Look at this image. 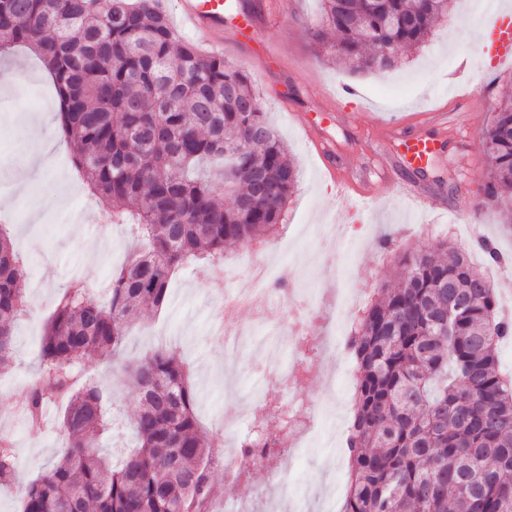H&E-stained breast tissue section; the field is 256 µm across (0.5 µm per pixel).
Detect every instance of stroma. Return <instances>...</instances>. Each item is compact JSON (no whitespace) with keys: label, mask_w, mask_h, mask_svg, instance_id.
I'll return each instance as SVG.
<instances>
[{"label":"stroma","mask_w":512,"mask_h":512,"mask_svg":"<svg viewBox=\"0 0 512 512\" xmlns=\"http://www.w3.org/2000/svg\"><path fill=\"white\" fill-rule=\"evenodd\" d=\"M238 11L254 27L252 38L243 37L232 20L209 35L190 33V40L219 42L225 61L245 72L260 94L267 119L287 144L298 171L297 186L278 225L274 241L288 240L284 263L293 267L296 280L328 291L336 286L332 263L342 260L322 255L319 227L337 221L350 237L370 228L347 287L360 291L369 302L407 251L436 248L450 241L473 252L474 244L454 230V213L468 206L478 217L484 238L512 262V224L491 203L484 191L483 139L492 116L482 103L488 95L512 90V66L491 67L482 41L476 37L484 21L462 14L461 0H453L448 15L418 50L393 70L380 75L355 76L318 53L306 29L320 14L319 0H236ZM0 79L9 85L0 91V198H9L11 221L6 229L22 257L20 274L28 285L30 313L14 330V360L0 370V433L8 434L18 449L17 487L37 478L54 461L56 451L68 440L55 424V409H48L39 435L30 430L15 410V395L33 378L39 362L43 326L50 316L57 291L70 277L93 278L94 291L104 289L113 266L121 263L134 242L123 224L105 228L100 209L87 187L75 176L74 147L58 132L55 90L40 61L29 52L0 57ZM356 97H348L347 88ZM473 94L474 105L462 108L460 96ZM49 115L45 130L52 142L51 166L31 167L21 151L18 114ZM318 128L306 140L304 123ZM404 123L420 138H442L441 147L423 168L409 167L391 140L390 128ZM346 178L337 184L330 169ZM58 181L68 203L55 211H36L33 186ZM405 181L419 183L437 199L439 209L429 210L402 190ZM380 183V194L371 202L355 199L353 189ZM224 275L204 273L201 266L185 265L176 275L167 304L159 310L144 309L124 342L126 355L150 348H174L192 364L195 380L204 393L199 420L215 448L226 449L223 417H239L252 405L250 367L264 360L263 350L248 346L236 370L224 363L223 342L209 333V320ZM329 364L310 358L293 384L299 406L324 402L336 412L327 429L340 431L355 407V386L330 382ZM117 399L108 404L112 422L103 439L105 454L120 460L132 446V420L137 394L127 384L115 385ZM285 447L273 466L257 465L248 476L231 479L224 470L214 478L229 500L259 512L274 476L291 478L303 505L315 512L325 493H333V512H340L347 488V457L319 444L301 448L296 427H283L278 410L267 418Z\"/></svg>","instance_id":"obj_1"}]
</instances>
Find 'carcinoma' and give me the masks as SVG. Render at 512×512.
Masks as SVG:
<instances>
[{"label":"carcinoma","mask_w":512,"mask_h":512,"mask_svg":"<svg viewBox=\"0 0 512 512\" xmlns=\"http://www.w3.org/2000/svg\"><path fill=\"white\" fill-rule=\"evenodd\" d=\"M452 0H321L311 43L351 72L385 70L416 49ZM33 51L50 73L73 166L138 248L112 272L104 299L74 277L46 322L20 410L38 429L64 405L68 444L24 489L21 512H211L223 462L195 414L191 371L169 349L119 360L140 308L166 305L173 273L224 263L231 244L265 245L297 182L288 149L250 79L181 39L160 0H0V52ZM486 196L512 214V95L498 97L484 138ZM235 188L224 205V156ZM400 258L398 284L356 319L349 350L356 404L341 512H512V379L497 342L512 335L490 281L442 243ZM21 262L0 233V368L29 312ZM97 355L139 397L138 447L118 467L99 448L111 429L106 389L84 378ZM263 429L241 442L275 448ZM14 446H0V492L13 488Z\"/></svg>","instance_id":"obj_1"}]
</instances>
